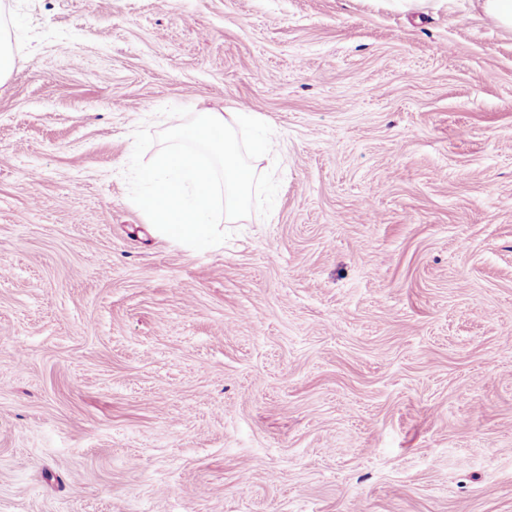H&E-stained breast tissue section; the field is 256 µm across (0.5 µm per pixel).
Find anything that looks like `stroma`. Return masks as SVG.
I'll list each match as a JSON object with an SVG mask.
<instances>
[{"mask_svg":"<svg viewBox=\"0 0 512 512\" xmlns=\"http://www.w3.org/2000/svg\"><path fill=\"white\" fill-rule=\"evenodd\" d=\"M0 512H512V30L460 0H0ZM247 106L196 251L129 118ZM15 59L14 45L8 23L4 20L1 12L0 22V84L4 83L10 76Z\"/></svg>","mask_w":512,"mask_h":512,"instance_id":"obj_1","label":"stroma"}]
</instances>
